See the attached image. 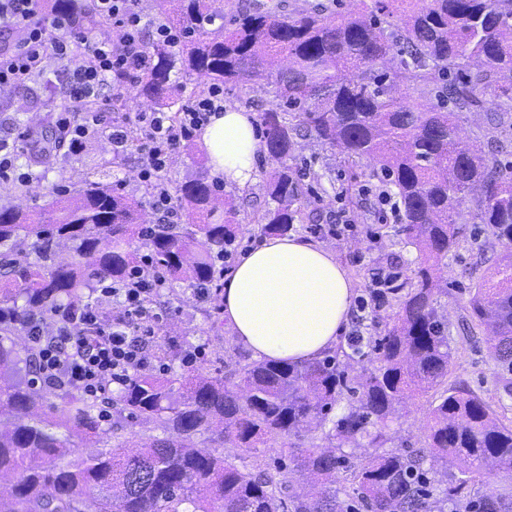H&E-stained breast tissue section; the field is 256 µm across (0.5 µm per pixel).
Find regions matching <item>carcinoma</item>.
Masks as SVG:
<instances>
[{
  "label": "carcinoma",
  "instance_id": "1",
  "mask_svg": "<svg viewBox=\"0 0 512 512\" xmlns=\"http://www.w3.org/2000/svg\"><path fill=\"white\" fill-rule=\"evenodd\" d=\"M155 2L185 30L182 48L146 47L151 65L116 107L141 98L171 107L177 66L214 85H275L288 112L260 113L267 152L278 164L261 232L286 234L301 217L293 208L297 171L288 161L294 136L305 131L347 161L379 163L403 206L401 231L417 247L419 266L397 320L374 341L376 367L351 374L359 350L342 349L302 363L248 364L223 377L136 373L105 427L96 403L61 384V404L47 402L29 378L37 372V350L17 347L13 337L30 313H61L97 282L130 277L140 247L150 251L155 271L222 300L217 262L236 242L237 210L227 202L224 217L213 220L218 195L203 178L175 187L191 222L146 238L134 230V203L90 179L75 192L55 189L54 209L37 218L1 210L0 277L9 287L0 289V418L9 425L0 426V477L10 475L13 483L0 492V512H512V426L468 387L441 389L452 355L439 306V262L460 247L466 224L481 225L505 250L497 280L470 292L469 313L488 330L503 389L512 394V163L461 139L456 113L445 110L449 103L479 107L488 90L492 104L512 110V0H372L360 12L334 17L317 6L288 16L258 8L239 13L228 30L206 29L216 17L212 0H177L172 12L171 0ZM53 9L78 29L102 26L89 0H53ZM410 82L438 105L398 98ZM467 200L473 208L466 213ZM62 243L71 253L64 266L54 262ZM438 389L423 447L349 465L345 449L382 447L398 407ZM348 395L357 399L331 419ZM128 417L153 419L162 435L139 446L111 443ZM75 437L95 439L100 450L73 456ZM304 437L305 447L298 444ZM273 442L291 449L277 469L292 464L309 491H294L259 459L244 472L220 452L229 444L252 452ZM450 460L459 474L444 473L448 487L439 497L431 474ZM487 470L502 473L507 489L495 496L468 492ZM348 479L356 488L346 500L340 486Z\"/></svg>",
  "mask_w": 512,
  "mask_h": 512
}]
</instances>
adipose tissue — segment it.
Segmentation results:
<instances>
[{"label": "adipose tissue", "mask_w": 512, "mask_h": 512, "mask_svg": "<svg viewBox=\"0 0 512 512\" xmlns=\"http://www.w3.org/2000/svg\"><path fill=\"white\" fill-rule=\"evenodd\" d=\"M256 116L212 112L199 132L211 176L246 188L262 145ZM356 285L333 248L301 236H272L248 251L224 282L226 326L257 360L322 357L348 322Z\"/></svg>", "instance_id": "1"}]
</instances>
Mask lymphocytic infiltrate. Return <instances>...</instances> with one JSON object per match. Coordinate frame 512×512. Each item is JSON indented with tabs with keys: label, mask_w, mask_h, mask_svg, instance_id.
Returning <instances> with one entry per match:
<instances>
[{
	"label": "lymphocytic infiltrate",
	"mask_w": 512,
	"mask_h": 512,
	"mask_svg": "<svg viewBox=\"0 0 512 512\" xmlns=\"http://www.w3.org/2000/svg\"><path fill=\"white\" fill-rule=\"evenodd\" d=\"M96 9L104 28L87 33L74 29L69 16L48 15L42 0H0V22L22 32L14 49L0 53V86L22 85L50 56L66 61L69 79L63 92L75 104L98 96L103 88L119 91L134 82L148 64L139 0H96ZM218 94L214 88L200 95L177 121L156 110L135 113L132 123L112 127L116 155L129 148L128 125L138 129L141 172L151 183L153 207L161 223H173L177 216L166 179L168 159L177 145L207 122ZM101 123L98 113L76 109L59 112L56 119L74 151ZM167 286L165 278L142 265L127 281L102 287L98 297L64 314L39 313L26 319L25 332L39 346L43 381L50 385L60 379L78 393L106 401L122 391L132 375L155 369L150 345L161 318L151 301ZM107 299L116 306L108 323L101 313Z\"/></svg>",
	"instance_id": "1"
}]
</instances>
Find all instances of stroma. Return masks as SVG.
<instances>
[{
    "instance_id": "35a3bbf8",
    "label": "stroma",
    "mask_w": 512,
    "mask_h": 512,
    "mask_svg": "<svg viewBox=\"0 0 512 512\" xmlns=\"http://www.w3.org/2000/svg\"><path fill=\"white\" fill-rule=\"evenodd\" d=\"M111 89H103L94 102L103 117L97 133L89 137L81 150L70 157L50 154L40 167L45 179L22 183L16 178H0V208L41 210L49 208L54 199V186L64 185L75 191L85 180L120 185L122 193L139 203L148 223L156 218L150 206L151 189L139 178L140 160L137 149H129L123 156L112 153L108 139L113 122L151 110L149 101L139 100L123 110L112 107ZM281 102L274 86L266 82L224 88V104L236 110L259 113L278 107ZM59 102L52 94H43L41 100H31L27 86L0 89V139L14 140L20 133H36L45 112H57ZM461 135L465 140L481 146L486 153L501 161H512V116L497 120L495 107L465 110L458 114ZM293 162L299 174L303 194L297 203L304 217L295 222L293 234L315 236L317 241L332 245L338 262L347 270L357 288V297L351 308V319L339 341L347 347L351 336H373L394 323L399 310L400 294L385 290L379 301L369 299V285L374 275L387 272L397 275L399 281L411 276L418 259L417 248L400 233V221L392 213L396 201L393 189L372 177V165L366 161H345L338 150L310 136L295 139ZM276 168L268 155H260L255 164L253 182L247 189L225 185L238 205L241 223L250 227L240 234L232 255L224 261L225 269H232L241 254L258 246L263 234L255 230V214L268 202L265 185ZM204 149L197 140H189L172 153L166 177L170 185H178L195 176H208ZM335 225L336 235L326 234L325 226ZM501 250L486 235H470L457 253L449 255L444 276L447 293L440 302L448 311V343L452 352L449 383H465L472 391L491 403L505 424H512V395L505 394L497 368L489 351L488 334L484 327L471 322L467 311L471 288L490 277ZM214 301L199 300L188 282L173 281L155 305L164 324L155 340L166 349L171 372L185 373L180 351L188 346L204 345L205 354L197 367L213 376L223 375L230 367L252 363L253 358L230 330L224 326L223 315L214 313ZM427 397L412 398L403 405L400 416L390 424V441L386 448L399 450L400 446L422 447L426 436Z\"/></svg>"
}]
</instances>
